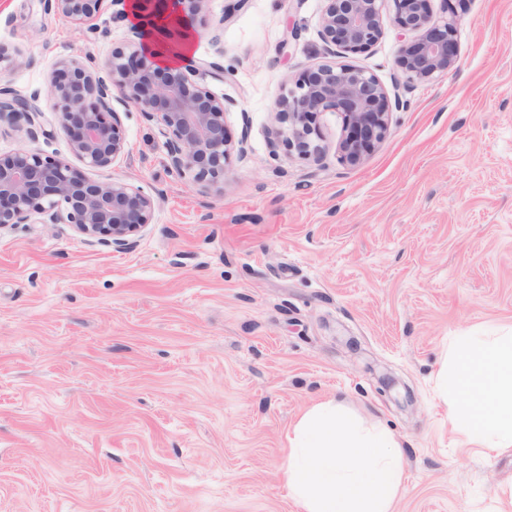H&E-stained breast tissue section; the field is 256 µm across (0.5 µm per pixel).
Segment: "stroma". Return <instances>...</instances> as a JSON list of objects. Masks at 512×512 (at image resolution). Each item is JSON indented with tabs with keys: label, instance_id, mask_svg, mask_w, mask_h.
<instances>
[{
	"label": "stroma",
	"instance_id": "stroma-1",
	"mask_svg": "<svg viewBox=\"0 0 512 512\" xmlns=\"http://www.w3.org/2000/svg\"><path fill=\"white\" fill-rule=\"evenodd\" d=\"M326 5L209 0L191 55L226 71L209 87L233 102L231 161L200 192L130 112L108 175L157 210L128 249L36 217L0 230V512H295L284 433L331 396L401 443L394 512H512V449L463 446L434 389L450 337L512 327V0H431L458 17L459 65L410 89L385 13L346 61L406 106L356 167L337 112L320 117V162L269 147L277 97L334 61ZM94 24L0 0V46L19 59L0 87L42 111L36 138L0 128V153L69 156L47 102L57 62L133 37L115 8Z\"/></svg>",
	"mask_w": 512,
	"mask_h": 512
}]
</instances>
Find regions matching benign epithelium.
<instances>
[{
  "label": "benign epithelium",
  "mask_w": 512,
  "mask_h": 512,
  "mask_svg": "<svg viewBox=\"0 0 512 512\" xmlns=\"http://www.w3.org/2000/svg\"><path fill=\"white\" fill-rule=\"evenodd\" d=\"M127 11L133 0H46L55 15L93 29L103 4ZM147 11L174 15L186 27L209 0H139ZM404 32L396 66L407 86L429 83L458 67L457 16H437L430 0H327L320 36L327 50L344 55L369 51L383 35V10ZM222 80L224 69L192 59L163 66L145 46V32L112 50L102 61L62 60L50 81L49 108L57 114L70 153L89 170L104 171L129 155L123 115L135 110L158 125L168 165L177 176L208 190L224 178L232 146L225 114L233 102L215 96L206 77ZM121 103L124 111L114 108ZM378 77L352 65L323 64L301 72L275 103L272 145L283 142L315 162L323 146L318 117L342 114L341 159L361 164L386 138L391 107ZM42 111L9 87L0 88V119L26 124L33 138ZM157 204L133 185L97 180L70 159L37 150L0 154V228L26 224L38 215L51 224H70L92 242L125 249L153 223Z\"/></svg>",
  "instance_id": "obj_1"
}]
</instances>
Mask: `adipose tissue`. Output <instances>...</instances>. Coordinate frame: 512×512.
<instances>
[{
    "mask_svg": "<svg viewBox=\"0 0 512 512\" xmlns=\"http://www.w3.org/2000/svg\"><path fill=\"white\" fill-rule=\"evenodd\" d=\"M130 18L147 31L162 64L188 56L191 29L132 4ZM448 423L461 442L492 455L512 448V329L497 335L452 337L437 376ZM283 486L299 512H392L404 478V455L381 423L349 415L328 398L289 426Z\"/></svg>",
    "mask_w": 512,
    "mask_h": 512,
    "instance_id": "1",
    "label": "adipose tissue"
}]
</instances>
